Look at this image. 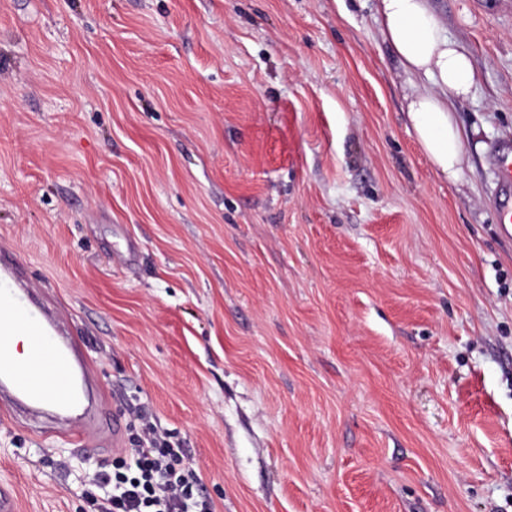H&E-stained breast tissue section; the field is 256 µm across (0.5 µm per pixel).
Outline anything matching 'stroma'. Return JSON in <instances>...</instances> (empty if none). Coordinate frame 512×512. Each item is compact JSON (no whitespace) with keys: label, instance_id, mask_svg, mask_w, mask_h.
<instances>
[{"label":"stroma","instance_id":"obj_1","mask_svg":"<svg viewBox=\"0 0 512 512\" xmlns=\"http://www.w3.org/2000/svg\"><path fill=\"white\" fill-rule=\"evenodd\" d=\"M436 175L376 0H0V247L120 435L0 423L20 512H93L147 429L216 512H512V0ZM497 168L496 213L501 231L508 237L512 236V142L506 141L498 146Z\"/></svg>","mask_w":512,"mask_h":512}]
</instances>
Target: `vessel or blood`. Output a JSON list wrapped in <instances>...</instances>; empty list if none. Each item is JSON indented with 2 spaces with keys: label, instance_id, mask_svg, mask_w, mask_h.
Wrapping results in <instances>:
<instances>
[{
  "label": "vessel or blood",
  "instance_id": "vessel-or-blood-1",
  "mask_svg": "<svg viewBox=\"0 0 512 512\" xmlns=\"http://www.w3.org/2000/svg\"><path fill=\"white\" fill-rule=\"evenodd\" d=\"M497 168V219L503 234L512 236V142L499 145ZM17 328L31 346V355L23 362L6 341ZM81 352L74 340L61 338L56 318L34 301L21 270L0 251V388L8 393L0 402V420L13 421L19 403L38 406L54 399L70 409L81 407L79 382L87 373Z\"/></svg>",
  "mask_w": 512,
  "mask_h": 512
}]
</instances>
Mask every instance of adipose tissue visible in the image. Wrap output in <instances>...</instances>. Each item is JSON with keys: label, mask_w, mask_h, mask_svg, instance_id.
Listing matches in <instances>:
<instances>
[{"label": "adipose tissue", "mask_w": 512, "mask_h": 512, "mask_svg": "<svg viewBox=\"0 0 512 512\" xmlns=\"http://www.w3.org/2000/svg\"><path fill=\"white\" fill-rule=\"evenodd\" d=\"M381 34L404 73L424 80L408 98L407 119L436 175L458 181L466 139L453 115L455 100L467 98L477 73L467 49L449 37L429 0H379Z\"/></svg>", "instance_id": "adipose-tissue-1"}]
</instances>
